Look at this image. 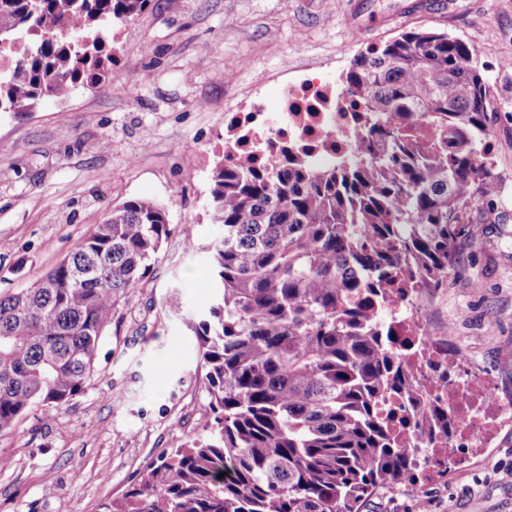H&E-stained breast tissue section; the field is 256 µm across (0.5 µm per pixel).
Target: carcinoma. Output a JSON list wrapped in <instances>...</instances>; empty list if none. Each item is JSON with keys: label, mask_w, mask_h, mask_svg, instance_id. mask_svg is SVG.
Returning <instances> with one entry per match:
<instances>
[{"label": "carcinoma", "mask_w": 512, "mask_h": 512, "mask_svg": "<svg viewBox=\"0 0 512 512\" xmlns=\"http://www.w3.org/2000/svg\"><path fill=\"white\" fill-rule=\"evenodd\" d=\"M150 5L0 0V43L30 38L0 77V114L99 86V28ZM475 57L446 33L409 32L355 60L346 81L376 113L356 162L215 165L212 302L187 323L212 416L100 512H361L414 477L415 432L446 434L452 419L404 372L380 302L447 276L472 233L464 211L495 193L488 163L458 149L487 136ZM171 233L162 203L128 200L32 287L0 295L1 433L84 391L121 300L152 279ZM383 395L408 406V428L392 429Z\"/></svg>", "instance_id": "carcinoma-1"}]
</instances>
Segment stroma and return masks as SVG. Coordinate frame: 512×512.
Segmentation results:
<instances>
[{
    "instance_id": "obj_1",
    "label": "stroma",
    "mask_w": 512,
    "mask_h": 512,
    "mask_svg": "<svg viewBox=\"0 0 512 512\" xmlns=\"http://www.w3.org/2000/svg\"><path fill=\"white\" fill-rule=\"evenodd\" d=\"M153 0L112 31L98 88L79 86L33 114L0 119V293L32 283L69 254L112 207L154 199L174 232L146 284L109 327L98 372L58 416L30 413L0 433V512H99L144 466L211 415L198 343L186 329L210 300L211 170L224 155L234 102L275 105L281 80L303 69L335 79L341 62L402 33L465 42L490 87L487 133L497 183L469 206L447 278L424 289V316L457 374L512 398V0ZM196 227L198 249L180 229ZM446 471L380 490L362 512H512V419L485 448L449 449Z\"/></svg>"
}]
</instances>
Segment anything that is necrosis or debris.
<instances>
[{"label":"necrosis or debris","mask_w":512,"mask_h":512,"mask_svg":"<svg viewBox=\"0 0 512 512\" xmlns=\"http://www.w3.org/2000/svg\"><path fill=\"white\" fill-rule=\"evenodd\" d=\"M363 108L345 85L306 72L283 79L276 106L241 103L225 113L224 164L233 166L244 155L262 162L285 147L306 155L316 169L359 157L361 138L369 133L368 126L357 119ZM420 295V289L410 288L393 299V328L399 341L414 342L404 365L428 395L447 401L454 426L448 436L423 437L414 454L419 466L428 464L443 448L484 447L496 425L512 418V403L498 400L491 385H484L476 395L471 380L450 385L440 379L449 359L438 351L421 318Z\"/></svg>","instance_id":"4bbe7bcc"}]
</instances>
